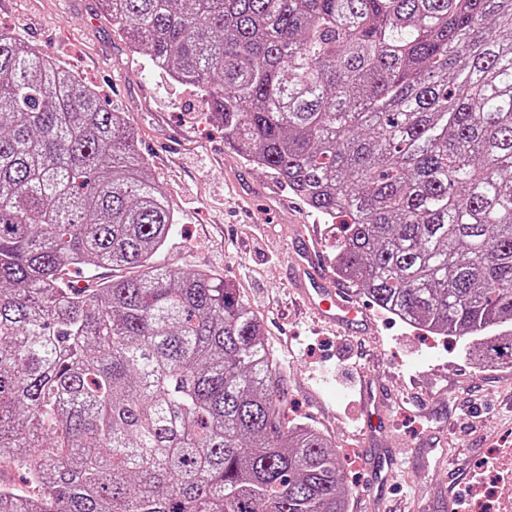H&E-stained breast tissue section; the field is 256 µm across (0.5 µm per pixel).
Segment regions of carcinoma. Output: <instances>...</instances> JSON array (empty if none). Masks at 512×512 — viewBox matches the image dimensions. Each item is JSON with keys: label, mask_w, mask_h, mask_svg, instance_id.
I'll return each instance as SVG.
<instances>
[{"label": "carcinoma", "mask_w": 512, "mask_h": 512, "mask_svg": "<svg viewBox=\"0 0 512 512\" xmlns=\"http://www.w3.org/2000/svg\"><path fill=\"white\" fill-rule=\"evenodd\" d=\"M103 9L340 220L336 273L371 303L478 347L512 324V0ZM174 225L125 113L0 28V512H347L249 303L157 260ZM66 272L68 273L66 275L67 279H69L74 285L79 282H82L84 286L88 283V280H93V282H103L112 279V273L113 275L125 274L124 271L112 272V269L110 268H97L94 271L90 272L83 268L71 267Z\"/></svg>", "instance_id": "obj_1"}]
</instances>
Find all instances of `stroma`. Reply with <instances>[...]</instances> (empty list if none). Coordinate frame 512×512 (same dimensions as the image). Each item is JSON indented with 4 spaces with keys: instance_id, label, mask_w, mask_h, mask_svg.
I'll return each instance as SVG.
<instances>
[{
    "instance_id": "stroma-1",
    "label": "stroma",
    "mask_w": 512,
    "mask_h": 512,
    "mask_svg": "<svg viewBox=\"0 0 512 512\" xmlns=\"http://www.w3.org/2000/svg\"><path fill=\"white\" fill-rule=\"evenodd\" d=\"M50 53L127 113L178 222L160 255L209 269L258 315L283 380L288 419L328 435L348 463L349 512H473L498 485L512 512V358L439 336L368 305L371 325L334 329L298 304L286 264L314 225L324 258L327 219L224 141L195 88L130 51L100 0H0V28ZM382 398L387 426L362 437L365 398Z\"/></svg>"
}]
</instances>
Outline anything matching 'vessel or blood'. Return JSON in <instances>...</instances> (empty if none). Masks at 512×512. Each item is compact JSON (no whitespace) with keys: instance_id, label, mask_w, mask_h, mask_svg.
<instances>
[{"instance_id":"vessel-or-blood-1","label":"vessel or blood","mask_w":512,"mask_h":512,"mask_svg":"<svg viewBox=\"0 0 512 512\" xmlns=\"http://www.w3.org/2000/svg\"><path fill=\"white\" fill-rule=\"evenodd\" d=\"M299 294L308 309L331 326L347 327L364 322L362 310L335 288L319 264L309 242H302L300 256L291 267Z\"/></svg>"}]
</instances>
